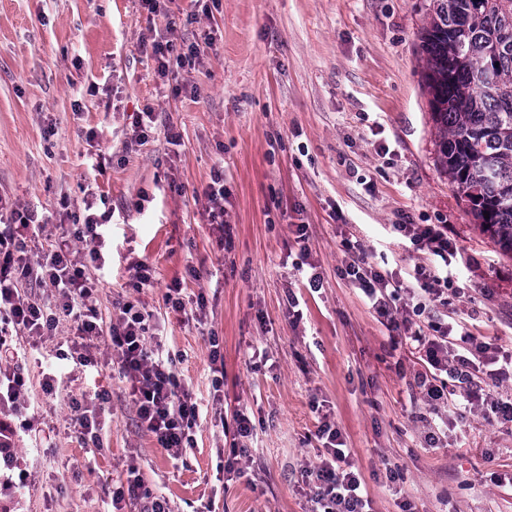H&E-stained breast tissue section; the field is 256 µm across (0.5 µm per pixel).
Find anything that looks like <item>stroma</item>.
I'll use <instances>...</instances> for the list:
<instances>
[{"instance_id":"obj_1","label":"stroma","mask_w":512,"mask_h":512,"mask_svg":"<svg viewBox=\"0 0 512 512\" xmlns=\"http://www.w3.org/2000/svg\"><path fill=\"white\" fill-rule=\"evenodd\" d=\"M427 5L221 0L207 13L201 0H167L154 15L138 0H0V194L52 217L65 198L82 211L89 185L96 210L114 212L96 292V366L68 365L48 393L49 365L73 348L69 323L35 346L10 338L28 401L11 418L26 480L0 506L111 512L133 465L172 512H309L305 470L323 452L315 431L325 419L342 433L371 512H399L404 500L415 512H512V422L475 406L429 443L414 419L424 408L417 352L391 341L339 273L347 237L396 275L427 256L380 246L386 226L447 225L463 294L434 316L512 351V258L475 226L437 161L419 49ZM170 21L175 47L214 37L202 67L174 69L177 95L141 46ZM148 106L149 139L129 144L131 116ZM91 129L109 159L100 171L87 164ZM217 168L231 235L222 245L200 196ZM300 224L308 242L296 239ZM137 261L152 268V286L135 287ZM300 263L321 275L320 290ZM191 266L207 278L192 279ZM175 279L186 302L205 296L204 311L168 310ZM128 302L155 314L162 350L200 405L182 459L141 426L117 371L108 330ZM76 403L99 422L98 443L82 438ZM239 410L252 437L235 434ZM235 449L247 472L228 481Z\"/></svg>"}]
</instances>
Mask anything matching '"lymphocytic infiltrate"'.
I'll use <instances>...</instances> for the list:
<instances>
[{
	"instance_id": "f902f5d3",
	"label": "lymphocytic infiltrate",
	"mask_w": 512,
	"mask_h": 512,
	"mask_svg": "<svg viewBox=\"0 0 512 512\" xmlns=\"http://www.w3.org/2000/svg\"><path fill=\"white\" fill-rule=\"evenodd\" d=\"M155 75L167 79L173 68L195 70L204 60L199 45H188L186 51L175 53L172 40L155 35L151 38ZM112 219L111 213L97 214L91 210L77 213L63 210L59 222L64 230L47 248L32 250L33 228L39 222L36 210L16 202L0 200V353L9 345V328L25 330L29 336H49L60 321L70 322L76 336L92 339L101 327L95 308V292L99 280L95 273L103 269L101 254L103 229ZM393 232L408 238L416 249L428 250L440 260L453 253L448 228L443 224H396ZM87 246L84 258H77L75 242ZM346 258L342 274L368 300L378 320L389 331L404 330L411 346L419 353L422 370L416 384L425 393L430 414L454 406L449 383L465 385V401L480 399L482 386L477 374H485L492 384L512 380V355L501 354L493 344L478 340L462 323L428 322L418 324L429 303L448 306L459 295L447 268L414 266L408 276L419 292L411 306L410 319L395 316L393 304L399 299L391 280L371 266L360 241H346ZM34 281L50 289L52 301L44 303L24 297L22 281ZM153 315L134 304H125L110 329L112 348L118 354L119 372L131 385V396L137 415L146 430L153 434L172 458H180L192 444L191 432L199 418V405L181 390L171 360L163 359L152 332ZM24 380L20 373L8 377L5 391L0 392V487L14 485L10 475L17 466L14 428L11 414L24 408L21 397ZM317 439L325 443V451L311 474L314 484L310 500L311 512H367L370 505L362 478L354 471L345 449L341 432L329 422H321Z\"/></svg>"
}]
</instances>
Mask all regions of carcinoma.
<instances>
[{
	"label": "carcinoma",
	"instance_id": "1",
	"mask_svg": "<svg viewBox=\"0 0 512 512\" xmlns=\"http://www.w3.org/2000/svg\"><path fill=\"white\" fill-rule=\"evenodd\" d=\"M426 16L439 163L476 226L512 258V0H430Z\"/></svg>",
	"mask_w": 512,
	"mask_h": 512
}]
</instances>
